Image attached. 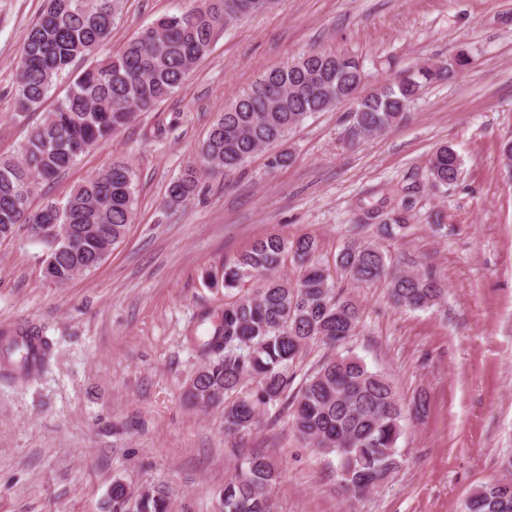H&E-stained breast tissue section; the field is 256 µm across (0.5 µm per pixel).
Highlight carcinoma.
Listing matches in <instances>:
<instances>
[{
	"instance_id": "carcinoma-1",
	"label": "carcinoma",
	"mask_w": 512,
	"mask_h": 512,
	"mask_svg": "<svg viewBox=\"0 0 512 512\" xmlns=\"http://www.w3.org/2000/svg\"><path fill=\"white\" fill-rule=\"evenodd\" d=\"M193 7L167 15L126 41L114 55L97 60L70 84L65 97L45 113L15 154L0 156V239L24 229L43 245L44 267L52 283L63 286L81 273L97 269L125 238L137 210L135 174L115 160L76 185L62 201L38 209L31 198L41 184L71 169L94 146L131 126L173 95L209 52L224 28L269 8L275 0H193ZM124 0H46L24 41L16 73L18 115L37 110L58 78L75 63L96 54L112 39ZM472 64L461 51L448 61L422 64L367 95L361 58L349 50L312 51L261 75L224 107L200 150L201 166L174 181L167 203H186L199 175L231 173L254 155L268 153L267 166L278 169L291 153L270 151L310 114L352 101L353 134L371 137L399 123L412 102L431 86ZM462 160L444 143L433 153L426 181L433 187L459 181ZM415 185L400 204L374 205L358 224H376L395 237L408 227ZM53 224H70L68 240L51 232ZM316 237L289 238L272 233L224 264V303L205 336H188L206 357L189 379L185 399L202 409L220 408L224 433L238 434L256 423L264 408L289 401L297 437L339 460V487L347 499L376 490L402 467L397 442L406 414L426 410V397L405 405L391 379L370 370L352 351H341L360 322L357 302L341 295L318 258ZM299 269L296 279L279 273L286 257ZM339 268L355 283L388 282L395 305L411 310L433 306L445 288L429 271L396 267L376 245L352 239L337 257ZM320 341L334 353L288 397L293 368L304 349ZM53 344L45 330L21 324L0 332V380L24 385L50 365ZM254 387L245 389V382ZM277 467L261 455L250 456L224 482V512H274L271 489ZM112 502L127 512H170L168 493L152 488L139 493L112 484ZM464 512H512V471L474 491Z\"/></svg>"
}]
</instances>
